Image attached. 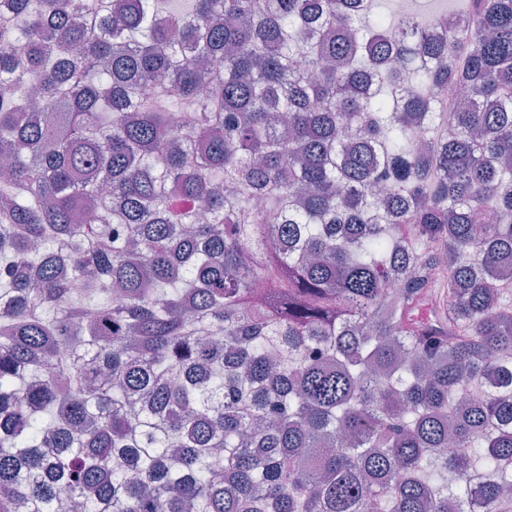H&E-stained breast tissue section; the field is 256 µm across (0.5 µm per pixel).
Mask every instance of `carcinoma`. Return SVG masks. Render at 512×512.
I'll return each mask as SVG.
<instances>
[{"mask_svg":"<svg viewBox=\"0 0 512 512\" xmlns=\"http://www.w3.org/2000/svg\"><path fill=\"white\" fill-rule=\"evenodd\" d=\"M190 2L0 0V512H512V0ZM457 0H379L382 10L395 15L406 14L412 11H421L425 14H435L446 8H451Z\"/></svg>","mask_w":512,"mask_h":512,"instance_id":"obj_1","label":"carcinoma"}]
</instances>
